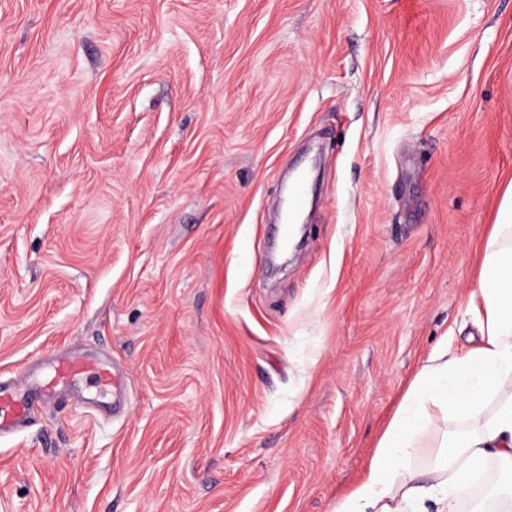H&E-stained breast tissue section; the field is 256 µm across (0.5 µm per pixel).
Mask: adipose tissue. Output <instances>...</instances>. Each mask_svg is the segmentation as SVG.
Here are the masks:
<instances>
[{
  "label": "adipose tissue",
  "mask_w": 512,
  "mask_h": 512,
  "mask_svg": "<svg viewBox=\"0 0 512 512\" xmlns=\"http://www.w3.org/2000/svg\"><path fill=\"white\" fill-rule=\"evenodd\" d=\"M467 309L479 344L460 353L441 348L418 369L360 483L334 512H457L461 493L481 478L488 459L512 477V395L499 394L512 379V186L483 243ZM431 407L469 426L442 440L432 465L418 469L411 453Z\"/></svg>",
  "instance_id": "1"
}]
</instances>
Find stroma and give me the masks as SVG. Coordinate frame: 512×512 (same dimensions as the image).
Here are the masks:
<instances>
[{"instance_id":"stroma-1","label":"stroma","mask_w":512,"mask_h":512,"mask_svg":"<svg viewBox=\"0 0 512 512\" xmlns=\"http://www.w3.org/2000/svg\"><path fill=\"white\" fill-rule=\"evenodd\" d=\"M511 183L512 0H0V385L129 391L0 438V512H333Z\"/></svg>"}]
</instances>
